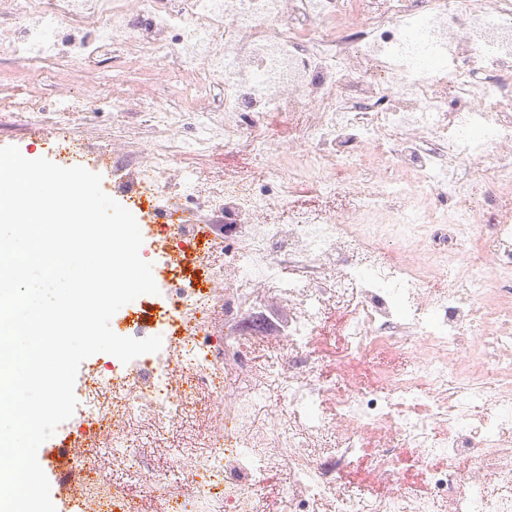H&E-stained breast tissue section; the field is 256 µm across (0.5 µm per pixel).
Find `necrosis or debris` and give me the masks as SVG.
<instances>
[{
    "label": "necrosis or debris",
    "instance_id": "1",
    "mask_svg": "<svg viewBox=\"0 0 512 512\" xmlns=\"http://www.w3.org/2000/svg\"><path fill=\"white\" fill-rule=\"evenodd\" d=\"M32 41L18 52L42 59L62 22L94 29L93 41L74 49L89 64L120 42L143 62L166 58L201 75L186 94L198 99L205 84L224 86V145L264 157L261 182L248 174L213 179L208 167L187 168L186 182L204 211L228 213L252 225L232 256L198 247L193 222L178 221L181 194L170 180L188 156L210 154L209 141L181 147L155 136L137 143L120 184L147 198L146 234L169 245L156 269L167 303L155 323L133 322L125 337H161L160 351L111 369L91 365L70 428L76 437L104 438L113 468H86L77 492L83 512H144L142 496L123 492L117 473L145 466L129 450L127 427L162 435L197 413L218 421L221 434L197 429L173 454L174 481L163 488V512H258L252 483L288 465L299 496L297 512H512V304L493 285L512 273V0H205L201 19L164 11L162 0H138V11L110 0H15ZM181 29L179 39L167 38ZM380 161L374 183L362 178L367 159ZM275 187V194L260 189ZM320 198L310 205L306 195ZM389 212L394 224L488 226L489 253L474 255L470 240L423 244L432 261L464 258L462 296L432 298L429 286L390 250L413 247L408 235H390L371 219ZM289 222V250L309 269L305 282L282 290L288 318L284 348L297 352L319 332L330 303L349 285L375 304L370 319L349 317L341 334L348 358H370L376 345L396 347L407 366L377 369L353 389L323 375L319 360H270L252 371L244 287L276 283L282 267L272 242ZM181 223V232L170 231ZM354 224L369 225L371 255L351 261L331 278L317 264L338 253ZM192 263L218 278L233 268L237 284L212 294L183 280ZM223 332H216V320ZM236 369L246 386L228 387ZM336 396V411L325 402ZM455 397L454 412L444 404ZM426 405L420 417L411 405ZM483 407L479 425L470 411ZM448 432H441V425ZM417 448L432 495L398 479L389 450L374 456V476L391 483L386 496L353 492L343 474L368 451L366 431ZM331 454L315 442L330 431ZM442 456L443 471L428 461ZM223 491H214V483Z\"/></svg>",
    "mask_w": 512,
    "mask_h": 512
}]
</instances>
